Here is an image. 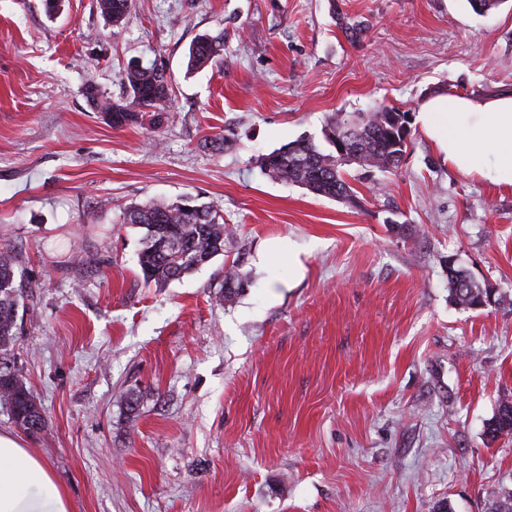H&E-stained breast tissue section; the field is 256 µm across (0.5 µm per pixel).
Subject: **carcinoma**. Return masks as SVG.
Listing matches in <instances>:
<instances>
[{
  "label": "carcinoma",
  "instance_id": "1",
  "mask_svg": "<svg viewBox=\"0 0 512 512\" xmlns=\"http://www.w3.org/2000/svg\"><path fill=\"white\" fill-rule=\"evenodd\" d=\"M134 0H98L101 14L112 23V33L118 34L130 13ZM332 16L343 35L351 42L362 39L365 26L352 22L336 8L331 0ZM224 53V30L203 34L190 45L187 72H194L219 60ZM172 77L156 64H134L120 75L124 97L110 101L94 88L86 97L98 112L112 113V127L119 129L143 120L151 114L160 125L170 119L166 110ZM400 114L410 122L409 112L379 105L355 115L338 114L323 132L328 147L323 148L310 137H301L267 154L258 156L260 171L276 180L300 186L313 195L331 200H350L353 188L343 168L356 164L363 169L394 171L407 152L408 143L394 138L396 130L389 114ZM350 133L348 150L341 154L336 148V133ZM122 223L141 228H154L158 238L174 240L163 249L142 247L138 265L145 285L162 287L203 267L218 255L224 254V235L227 225L215 206L185 196L172 203L147 201L134 203L122 212ZM16 261L11 252L0 251V408L11 415L24 431L38 434L45 429L43 410L32 390L26 386L15 362L7 356L20 327L17 306L23 295V284L16 279ZM246 282L245 274L235 265L224 271V300L230 301ZM448 292L451 301L476 309L489 296L479 287L466 269L448 266ZM487 439L494 441L512 435V401L499 404L485 425Z\"/></svg>",
  "mask_w": 512,
  "mask_h": 512
}]
</instances>
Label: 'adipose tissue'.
Segmentation results:
<instances>
[{"instance_id": "obj_1", "label": "adipose tissue", "mask_w": 512, "mask_h": 512, "mask_svg": "<svg viewBox=\"0 0 512 512\" xmlns=\"http://www.w3.org/2000/svg\"><path fill=\"white\" fill-rule=\"evenodd\" d=\"M414 121L453 169L512 187V96L438 95ZM0 512H68L50 468L9 433H0Z\"/></svg>"}]
</instances>
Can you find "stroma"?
<instances>
[{"instance_id": "stroma-1", "label": "stroma", "mask_w": 512, "mask_h": 512, "mask_svg": "<svg viewBox=\"0 0 512 512\" xmlns=\"http://www.w3.org/2000/svg\"><path fill=\"white\" fill-rule=\"evenodd\" d=\"M365 21L349 42L333 8ZM225 30L223 58L186 70ZM172 76L170 122L115 129L132 62ZM512 94V0H0V248L25 289L11 348L45 429L0 431L53 472L69 512H488L512 489V189L449 168L420 128L397 172L349 166L340 202L263 175L336 113ZM229 138L228 148H204ZM191 194L233 225L223 255L161 288L125 205ZM288 237L287 256L254 260ZM498 304L448 297L447 258ZM244 289L220 299L224 268ZM281 283L273 293L270 281ZM134 0H99L97 2L101 14L112 23V33L118 34L130 13ZM224 53V30L215 34H203L190 45L187 60V72H194L209 63L219 60ZM487 439L495 441L502 436L512 435V401H503L485 425Z\"/></svg>"}]
</instances>
